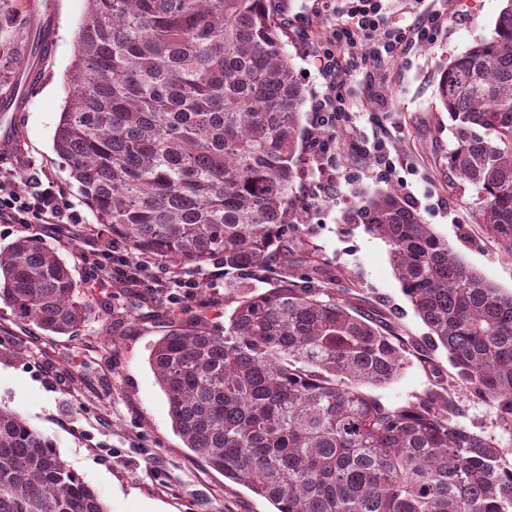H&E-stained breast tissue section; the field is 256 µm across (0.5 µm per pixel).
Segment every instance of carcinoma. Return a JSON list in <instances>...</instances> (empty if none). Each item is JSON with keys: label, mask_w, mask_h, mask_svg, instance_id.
Masks as SVG:
<instances>
[{"label": "carcinoma", "mask_w": 512, "mask_h": 512, "mask_svg": "<svg viewBox=\"0 0 512 512\" xmlns=\"http://www.w3.org/2000/svg\"><path fill=\"white\" fill-rule=\"evenodd\" d=\"M270 0H88L53 147L96 224L129 251L239 273L224 324L172 320L149 354L176 432L277 512H512L508 449L471 431L448 389L403 405L364 393L408 366L402 337L346 294L285 274L302 221L309 90ZM448 170L479 192L512 257V0L443 68ZM386 242L402 291L456 380L512 435V292L467 266L395 193L347 211ZM67 259L32 236L0 250V300L50 335L86 322ZM0 512H109L51 439L0 408Z\"/></svg>", "instance_id": "carcinoma-1"}]
</instances>
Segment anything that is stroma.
Wrapping results in <instances>:
<instances>
[{
    "mask_svg": "<svg viewBox=\"0 0 512 512\" xmlns=\"http://www.w3.org/2000/svg\"><path fill=\"white\" fill-rule=\"evenodd\" d=\"M30 2L0 0V89L13 86L24 71L32 36ZM54 3V46L41 65L40 79L29 88L26 112L18 116L20 139L12 147L11 168L20 183L33 171L54 182L90 224V208L52 149L65 104L64 78L87 2ZM502 6V0H420L419 10H439L448 17L433 42L384 62L374 59L368 47H358L363 62L342 88L356 120L339 131L336 186L318 188L315 165L307 163L297 187L303 221L280 244L275 271L307 272L320 264L324 287L349 289L356 306L374 317L392 318L406 340L425 336V325L394 275L386 243L362 225L343 221L344 212L365 194L391 189L420 209L471 268L503 291L512 290V258L505 257L499 235L481 223L474 187L448 169L452 134L436 95L441 67L488 37ZM276 9L298 71L314 92H321L304 34L306 0H276ZM365 133L386 140L395 163L391 175L376 174L368 156L359 152ZM195 275L202 286L186 319L223 322L224 291L237 286L235 273L209 264ZM83 300L89 315L74 336L47 335L0 303V406L19 412L52 439L110 512H274L249 487L210 468L175 433L166 397L148 363L169 306L144 296L115 302L99 288ZM435 359L432 370L412 360L398 380L368 387V394L401 405L442 382L462 409L463 424L512 450V435L501 428L496 404L476 398L457 382L445 351H437Z\"/></svg>",
    "mask_w": 512,
    "mask_h": 512,
    "instance_id": "35a3bbf8",
    "label": "stroma"
}]
</instances>
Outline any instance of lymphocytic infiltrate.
<instances>
[{"mask_svg": "<svg viewBox=\"0 0 512 512\" xmlns=\"http://www.w3.org/2000/svg\"><path fill=\"white\" fill-rule=\"evenodd\" d=\"M317 27L313 31L315 61L325 91L316 105L318 131L312 139L313 157L319 175L336 173V130L350 124V106L336 86L358 67L357 45H369L374 57L398 58L413 45L431 41L444 24L442 13H411L407 23H386L388 0H316ZM342 23H335V16ZM0 223L23 228L34 224L58 241L80 240L88 250L84 259L95 284L116 287L132 280L145 295L161 300L170 308L183 310L189 305L200 282L188 271L170 266H152L147 256L132 257L119 250L106 230L82 221L80 212L54 185L43 184L30 175L27 188H19L12 171L0 170Z\"/></svg>", "mask_w": 512, "mask_h": 512, "instance_id": "f902f5d3", "label": "lymphocytic infiltrate"}]
</instances>
